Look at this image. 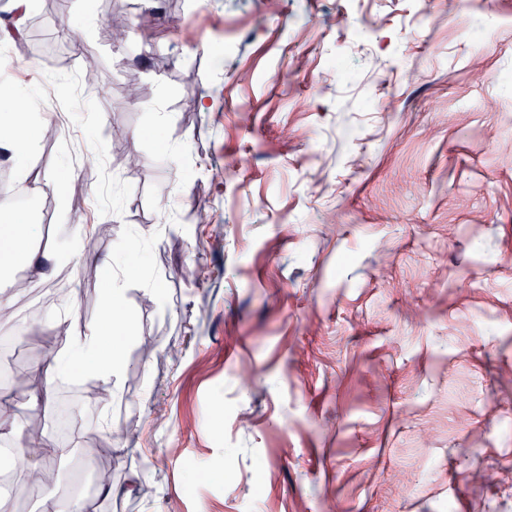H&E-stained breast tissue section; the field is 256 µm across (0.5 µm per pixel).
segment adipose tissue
Returning <instances> with one entry per match:
<instances>
[{"mask_svg": "<svg viewBox=\"0 0 512 512\" xmlns=\"http://www.w3.org/2000/svg\"><path fill=\"white\" fill-rule=\"evenodd\" d=\"M36 151V142L30 133L24 113L0 106V161L26 172L27 162ZM38 226L30 211L17 207L11 200H0V319L12 320L10 307L21 293V283L13 274L22 268L28 280L41 282L51 279L65 256L63 249L50 243L37 245ZM121 291L107 284L101 298L102 320L96 324L67 326L70 344L57 350L45 364L47 377L56 379L78 371L94 377L107 391L118 388L122 369L121 335L129 334L128 323L114 325L112 316L119 311ZM0 442L12 448L23 459L25 477L47 471L53 463L67 453L66 448L45 443L36 461H29L28 447L19 425L10 419L9 407L0 403Z\"/></svg>", "mask_w": 512, "mask_h": 512, "instance_id": "ef3b65f1", "label": "adipose tissue"}]
</instances>
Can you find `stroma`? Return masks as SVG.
<instances>
[{"mask_svg":"<svg viewBox=\"0 0 512 512\" xmlns=\"http://www.w3.org/2000/svg\"><path fill=\"white\" fill-rule=\"evenodd\" d=\"M8 49L38 144L0 196L120 255L13 302L40 333L0 350L15 419L55 439L75 406L51 486L93 430L92 512H512V0H34ZM112 279L132 334L93 399L42 367Z\"/></svg>","mask_w":512,"mask_h":512,"instance_id":"obj_1","label":"stroma"}]
</instances>
